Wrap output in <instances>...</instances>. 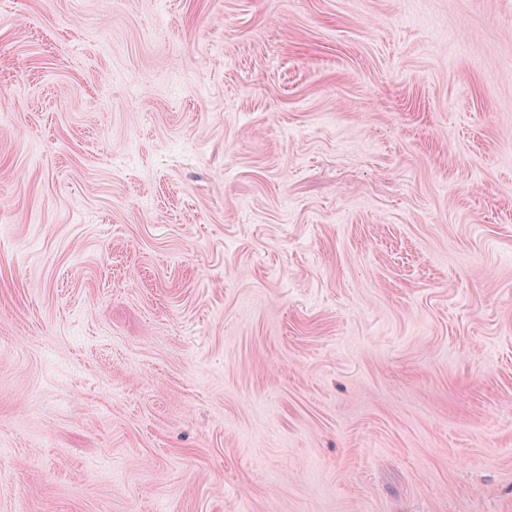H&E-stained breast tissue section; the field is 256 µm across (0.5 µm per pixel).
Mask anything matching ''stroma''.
<instances>
[{
  "instance_id": "stroma-1",
  "label": "stroma",
  "mask_w": 512,
  "mask_h": 512,
  "mask_svg": "<svg viewBox=\"0 0 512 512\" xmlns=\"http://www.w3.org/2000/svg\"><path fill=\"white\" fill-rule=\"evenodd\" d=\"M0 512H512V0H0Z\"/></svg>"
}]
</instances>
